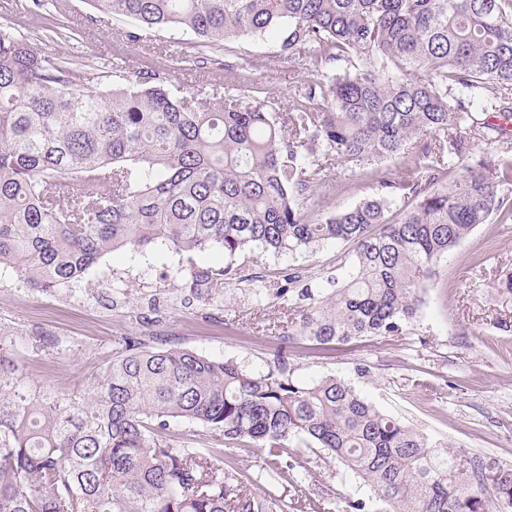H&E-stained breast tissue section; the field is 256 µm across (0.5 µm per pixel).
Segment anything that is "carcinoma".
Listing matches in <instances>:
<instances>
[{
    "label": "carcinoma",
    "instance_id": "1",
    "mask_svg": "<svg viewBox=\"0 0 512 512\" xmlns=\"http://www.w3.org/2000/svg\"><path fill=\"white\" fill-rule=\"evenodd\" d=\"M107 16L191 33L202 45L280 33L307 59L282 111L228 95L201 109L146 73L77 75L0 28V268L53 287L104 255L161 244L232 258L246 248L348 246L331 288H301L280 341L319 350L401 333L441 258L477 226L512 224V160L474 154L512 122V0H92ZM347 65L344 73L329 68ZM377 173L380 194L314 218L332 170ZM232 266L200 274L224 286ZM200 424L265 451L271 480L318 448L370 486L384 512H512V468L432 441L327 376L287 362L251 372L136 337L79 396L29 387L0 351V512H296L252 479L162 437Z\"/></svg>",
    "mask_w": 512,
    "mask_h": 512
}]
</instances>
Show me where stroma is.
<instances>
[{
	"mask_svg": "<svg viewBox=\"0 0 512 512\" xmlns=\"http://www.w3.org/2000/svg\"><path fill=\"white\" fill-rule=\"evenodd\" d=\"M0 25L37 50L67 58L74 71L104 63L130 80L155 71L187 94L208 83L218 102L244 93L282 107L288 88L307 82L300 61L278 60L276 37H246L216 52L186 32L144 31L133 42V21L105 16L90 0L43 6L0 0ZM185 55L196 64L174 66V58ZM341 251L327 242L312 253L256 249L228 258L218 247L184 252L150 245L107 254L81 281L47 289L1 269L0 346L17 358L29 386L65 393L85 389L124 351L128 336L263 370L282 346L274 328L288 320L287 302L275 295L278 282L296 271L312 287H325ZM227 263L237 274L224 287L197 285L203 269ZM510 272L512 224L480 225L439 262L434 286L403 332L340 344L324 357L296 341L287 346L290 375L304 384L344 379L380 411L430 439L512 466V299L495 289ZM231 317L242 323L232 334L224 326ZM164 436L247 472L259 496L327 499L332 512H341L347 499L370 496L361 481L313 450L305 453L309 471L301 481L271 485L261 475V448L222 442L186 421L171 422Z\"/></svg>",
	"mask_w": 512,
	"mask_h": 512,
	"instance_id": "stroma-1",
	"label": "stroma"
}]
</instances>
